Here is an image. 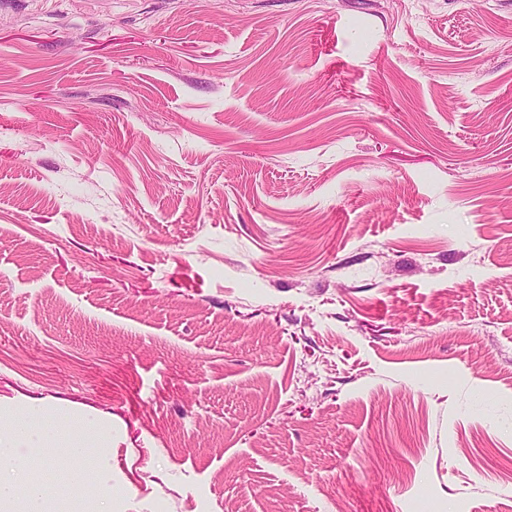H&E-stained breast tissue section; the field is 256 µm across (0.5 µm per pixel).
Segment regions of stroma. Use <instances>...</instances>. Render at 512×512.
Wrapping results in <instances>:
<instances>
[{
	"label": "stroma",
	"mask_w": 512,
	"mask_h": 512,
	"mask_svg": "<svg viewBox=\"0 0 512 512\" xmlns=\"http://www.w3.org/2000/svg\"><path fill=\"white\" fill-rule=\"evenodd\" d=\"M54 414L97 512H512V0H0V422Z\"/></svg>",
	"instance_id": "obj_1"
}]
</instances>
